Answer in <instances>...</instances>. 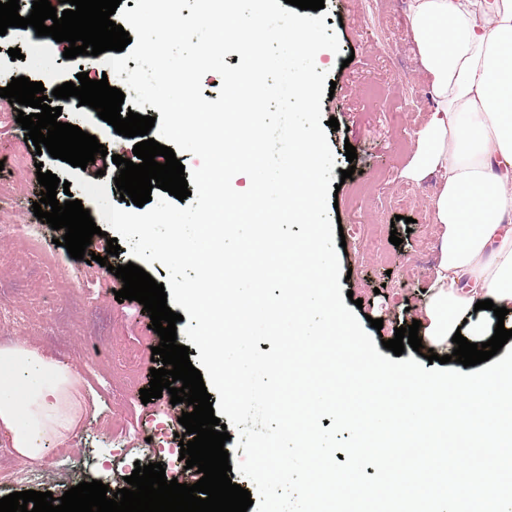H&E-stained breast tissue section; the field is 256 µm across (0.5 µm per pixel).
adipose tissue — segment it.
I'll return each mask as SVG.
<instances>
[{
  "label": "adipose tissue",
  "instance_id": "1",
  "mask_svg": "<svg viewBox=\"0 0 512 512\" xmlns=\"http://www.w3.org/2000/svg\"><path fill=\"white\" fill-rule=\"evenodd\" d=\"M408 21L437 110L418 139L412 177L437 175L435 281L419 334L450 348L455 333L481 343L474 305L506 308L512 328V0H409ZM76 376L21 339L0 348V428L23 464L42 461L77 423Z\"/></svg>",
  "mask_w": 512,
  "mask_h": 512
}]
</instances>
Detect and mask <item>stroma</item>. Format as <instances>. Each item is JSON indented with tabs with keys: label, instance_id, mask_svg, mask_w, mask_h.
<instances>
[{
	"label": "stroma",
	"instance_id": "35a3bbf8",
	"mask_svg": "<svg viewBox=\"0 0 512 512\" xmlns=\"http://www.w3.org/2000/svg\"><path fill=\"white\" fill-rule=\"evenodd\" d=\"M325 24L335 33L339 52L323 51L328 78L336 84L323 100L324 117H335L338 129H327L335 155L333 183L339 184L338 209L347 253L340 258L351 277L341 280L362 307L357 317L382 320L383 339L407 324L426 298L438 262V226L431 207L397 202L399 191L430 199L434 179L407 176L420 132L436 110L425 71L407 22V0H324ZM22 52L11 60L9 49ZM76 64L55 45L34 42L28 33L8 30L0 36V88L12 79L74 80ZM15 121L7 99L0 97V224L33 223L34 198L28 184L36 166L68 179L63 161L36 153ZM108 155L100 159L102 183L112 203L133 210L114 188L110 160L132 158L134 139L98 132ZM357 153L348 163L345 144ZM356 166L352 178L342 170ZM398 235L400 245L389 244ZM57 270L30 259L19 238H0V277L19 276L22 287L0 293V348L28 339L41 352L68 362L79 382L71 390L80 407L78 423L66 446L49 445L43 464L30 467L27 478L11 477L13 456L0 439V498L35 490L61 497L80 482L122 484L135 465L161 463L167 478L187 476L174 450L183 427L166 398L142 403L139 390L149 346L143 334L144 315L130 301H116L106 286L109 266L131 262L129 246L109 257L108 267L88 273V264L52 249Z\"/></svg>",
	"mask_w": 512,
	"mask_h": 512
}]
</instances>
